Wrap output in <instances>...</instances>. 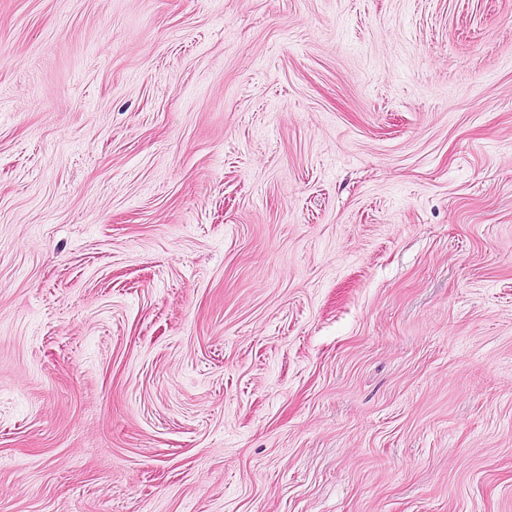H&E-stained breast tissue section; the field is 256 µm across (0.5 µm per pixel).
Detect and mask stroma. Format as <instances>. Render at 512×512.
Wrapping results in <instances>:
<instances>
[{"label": "stroma", "mask_w": 512, "mask_h": 512, "mask_svg": "<svg viewBox=\"0 0 512 512\" xmlns=\"http://www.w3.org/2000/svg\"><path fill=\"white\" fill-rule=\"evenodd\" d=\"M0 512H512V0H0Z\"/></svg>", "instance_id": "stroma-1"}]
</instances>
